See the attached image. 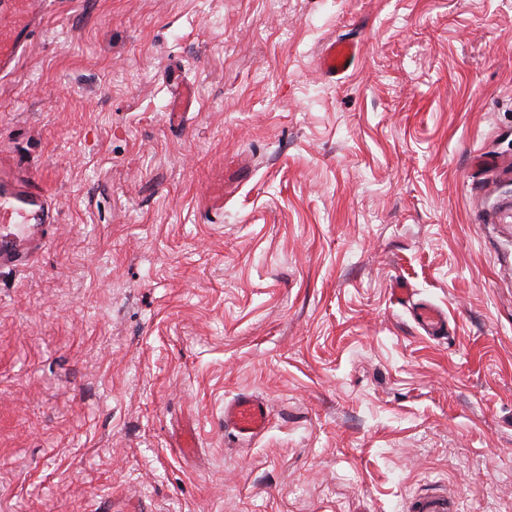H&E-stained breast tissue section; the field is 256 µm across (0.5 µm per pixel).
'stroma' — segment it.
<instances>
[{
	"label": "stroma",
	"mask_w": 512,
	"mask_h": 512,
	"mask_svg": "<svg viewBox=\"0 0 512 512\" xmlns=\"http://www.w3.org/2000/svg\"><path fill=\"white\" fill-rule=\"evenodd\" d=\"M1 150L58 219L0 269V512H512V0H56ZM357 55V46L350 40H334L323 51L320 68L328 75L335 76L347 71ZM411 308L414 320L426 336L435 340L447 337L448 318L441 309L426 300L413 303ZM269 423L267 406L260 398L241 394L224 404V428H230L243 438L261 434ZM448 499L434 492H426L413 498L410 512H447Z\"/></svg>",
	"instance_id": "stroma-1"
}]
</instances>
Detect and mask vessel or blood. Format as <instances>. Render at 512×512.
Instances as JSON below:
<instances>
[{
	"label": "vessel or blood",
	"mask_w": 512,
	"mask_h": 512,
	"mask_svg": "<svg viewBox=\"0 0 512 512\" xmlns=\"http://www.w3.org/2000/svg\"><path fill=\"white\" fill-rule=\"evenodd\" d=\"M45 0H0V76L16 72L32 35L44 20ZM357 55L349 40L330 43L319 65L334 76L347 71ZM53 202L48 193L23 168L0 157V268L25 264L41 250L43 232L54 223ZM412 315L425 335L440 340L448 333V318L434 304L413 303ZM269 423L267 406L260 398L241 394L224 406V425L244 438L261 434ZM410 512H448V500L426 492L413 498Z\"/></svg>",
	"instance_id": "1"
}]
</instances>
